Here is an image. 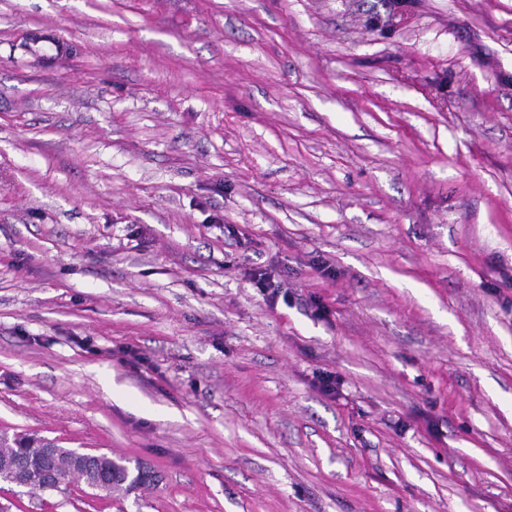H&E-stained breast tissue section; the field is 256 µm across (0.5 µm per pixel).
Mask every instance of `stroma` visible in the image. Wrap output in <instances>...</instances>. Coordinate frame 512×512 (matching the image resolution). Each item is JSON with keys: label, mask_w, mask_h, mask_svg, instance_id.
<instances>
[{"label": "stroma", "mask_w": 512, "mask_h": 512, "mask_svg": "<svg viewBox=\"0 0 512 512\" xmlns=\"http://www.w3.org/2000/svg\"><path fill=\"white\" fill-rule=\"evenodd\" d=\"M1 433L157 476L6 512H512V0H0ZM252 281L268 302L273 304L281 296L282 286L274 281L272 276L267 272L262 270L253 272Z\"/></svg>", "instance_id": "obj_1"}]
</instances>
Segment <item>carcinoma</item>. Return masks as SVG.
I'll list each match as a JSON object with an SVG mask.
<instances>
[{
	"instance_id": "cac0c4a2",
	"label": "carcinoma",
	"mask_w": 512,
	"mask_h": 512,
	"mask_svg": "<svg viewBox=\"0 0 512 512\" xmlns=\"http://www.w3.org/2000/svg\"><path fill=\"white\" fill-rule=\"evenodd\" d=\"M42 440L31 436L0 438V483L15 485L16 471H32L40 476L37 489L53 490L70 483L75 477L73 466L78 452L71 448H60L57 454H42ZM103 466L86 477L90 484H101L108 492H128L146 485L141 470H131L120 461L100 455Z\"/></svg>"
}]
</instances>
